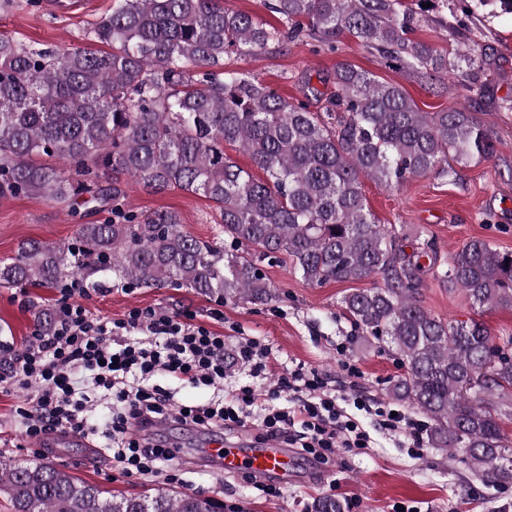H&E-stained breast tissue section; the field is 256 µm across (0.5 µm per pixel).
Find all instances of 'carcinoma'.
I'll return each instance as SVG.
<instances>
[{
	"label": "carcinoma",
	"instance_id": "carcinoma-1",
	"mask_svg": "<svg viewBox=\"0 0 512 512\" xmlns=\"http://www.w3.org/2000/svg\"><path fill=\"white\" fill-rule=\"evenodd\" d=\"M280 26L227 6V0H112L91 40L112 47L31 48L0 34V199L39 196L119 220L82 224L78 241L28 240L0 261V287L61 288L108 277L125 288H191L220 299H273L260 263L291 260L309 286L381 284L341 301L357 342L387 344L404 373L387 388L426 422L432 448L484 481L512 484V441L500 400L512 392V336L493 337L475 319L447 321L420 299L430 271L479 309H512V251L482 239L439 262L431 240L407 253L403 230L368 212L364 181L392 191L414 178L446 179L495 152L472 102L504 110L472 58L462 61L408 35L419 22L401 0H266ZM473 14H512V0H471ZM358 38L406 76L456 78L467 104L421 112L397 83H381L348 63L319 111L290 102L228 66L237 56L284 52L307 36L337 49ZM232 143L266 179L224 153ZM55 156L61 167L37 161ZM122 173L154 191L203 193L219 213L216 242L181 230L169 210L123 212L125 192L102 176ZM426 258L429 264L421 259ZM14 512H221L208 496L158 489L114 495L45 461L0 456V492Z\"/></svg>",
	"mask_w": 512,
	"mask_h": 512
}]
</instances>
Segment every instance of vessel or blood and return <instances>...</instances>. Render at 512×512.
<instances>
[{
    "label": "vessel or blood",
    "instance_id": "vessel-or-blood-1",
    "mask_svg": "<svg viewBox=\"0 0 512 512\" xmlns=\"http://www.w3.org/2000/svg\"><path fill=\"white\" fill-rule=\"evenodd\" d=\"M209 470L219 475L247 474L255 478H291L298 460L286 448L270 442L261 448L215 445L206 451Z\"/></svg>",
    "mask_w": 512,
    "mask_h": 512
}]
</instances>
